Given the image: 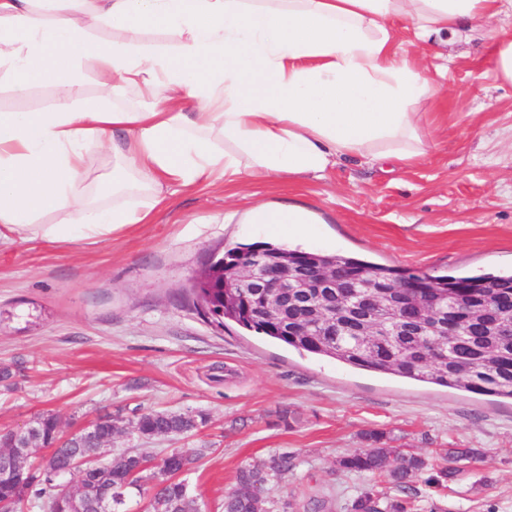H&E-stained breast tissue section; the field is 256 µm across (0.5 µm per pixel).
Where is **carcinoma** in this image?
<instances>
[{"mask_svg":"<svg viewBox=\"0 0 512 512\" xmlns=\"http://www.w3.org/2000/svg\"><path fill=\"white\" fill-rule=\"evenodd\" d=\"M276 254L288 255L291 262L305 256L315 257L325 265L344 272L349 280L336 289V324L323 322L304 330L255 318L249 300L234 288H196L194 292L204 314L219 324L230 320L239 327L274 339L288 347L314 356L334 359L356 368L373 370L440 387L458 389L478 395L512 400V335L489 336L487 324L512 320V274L482 272L464 276H412L417 281L416 296L399 302L391 323L382 327L385 336H361L351 319L344 315L348 299L354 292L349 281L362 279L372 286V294H393L406 279V273L391 266L346 256L341 253L312 252L283 245L265 244ZM451 291L454 304L430 318V328L423 336H395L393 332L412 323L431 310L438 294ZM443 325H457L461 332L447 336ZM207 424L202 412L176 413L146 411L132 423L137 437L149 443L157 437H175L196 432ZM31 426L35 443L52 449L30 466L24 480L0 482V504L5 512L17 509L29 494L44 500L47 512H77L69 496L59 490L60 478L55 472L69 466L79 456H99L103 448L82 433L67 437L59 429V420L52 413L34 418ZM371 447L348 454L338 460L340 469L359 474L385 477L406 492L413 477L423 472L426 461L419 455L400 448L383 446L384 433L367 434ZM146 452L129 450L112 453V463L101 460L81 477L84 484L81 508H90L91 499L105 485L112 487V512H128L129 501L144 493L150 494L153 512H201V504L183 479L175 473L187 467L190 459L177 449L168 451L161 463L150 468ZM293 466L286 453L269 456L241 467L236 476L238 488L224 497V512H271V503L256 490ZM415 498L388 497L373 487L363 489L350 503L349 512H413Z\"/></svg>","mask_w":512,"mask_h":512,"instance_id":"1","label":"carcinoma"}]
</instances>
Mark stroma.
Here are the masks:
<instances>
[{"mask_svg": "<svg viewBox=\"0 0 512 512\" xmlns=\"http://www.w3.org/2000/svg\"><path fill=\"white\" fill-rule=\"evenodd\" d=\"M399 56L417 57L437 93L417 110L429 153L383 172L344 159L322 177L246 181L175 192L156 221L94 243L0 245V428L55 414L70 434L115 419L118 449L147 410L204 412L192 436L149 443L154 456L179 449L183 477L203 512H224L238 470L285 452L293 468L270 484L287 512H347L384 478L345 472L340 457L367 448V432L414 452L429 469L448 449L477 448L444 486L412 481L418 512H512V403L357 370L300 352L235 325L204 318L191 293L216 255L258 243L343 253L429 275L512 271V85L494 77L485 31L425 44L395 25ZM305 206L302 240L248 224L255 200ZM234 211L232 221L219 219Z\"/></svg>", "mask_w": 512, "mask_h": 512, "instance_id": "35a3bbf8", "label": "stroma"}]
</instances>
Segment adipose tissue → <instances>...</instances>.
<instances>
[{"label":"adipose tissue","instance_id":"obj_1","mask_svg":"<svg viewBox=\"0 0 512 512\" xmlns=\"http://www.w3.org/2000/svg\"><path fill=\"white\" fill-rule=\"evenodd\" d=\"M512 0H0V83L37 112L0 113V243L95 242L152 223L171 188L318 176L344 157L408 164L430 144L415 106L433 96L391 23L417 40L491 32L494 73L512 84ZM173 46L146 44V25ZM94 26L123 34L100 43ZM98 88L89 97L87 83ZM128 89L145 108L119 105ZM111 169L91 172V154ZM248 221L304 236L302 208L256 202ZM52 87L49 84L37 85L25 99H17L0 91V112H37L45 108L50 101Z\"/></svg>","mask_w":512,"mask_h":512}]
</instances>
